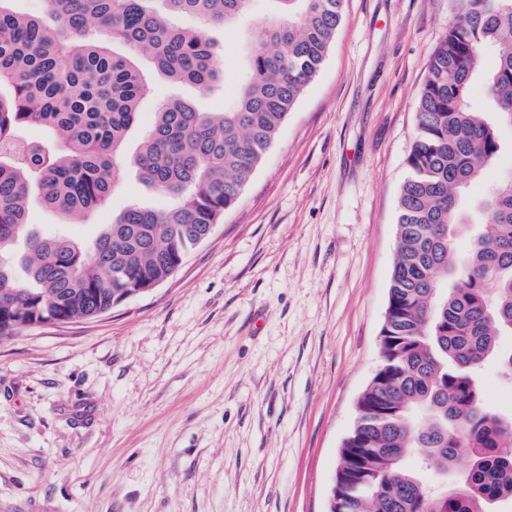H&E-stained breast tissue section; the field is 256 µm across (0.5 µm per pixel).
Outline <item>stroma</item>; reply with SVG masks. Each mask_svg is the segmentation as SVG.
Here are the masks:
<instances>
[{
    "mask_svg": "<svg viewBox=\"0 0 512 512\" xmlns=\"http://www.w3.org/2000/svg\"><path fill=\"white\" fill-rule=\"evenodd\" d=\"M452 0H345L304 89L237 207L149 293L97 319L0 340V512H329L342 442L380 365L427 62ZM134 153L168 99L220 112L153 74ZM169 200L124 166L81 224L32 201L28 221L88 240ZM486 402L512 414L495 360Z\"/></svg>",
    "mask_w": 512,
    "mask_h": 512,
    "instance_id": "35a3bbf8",
    "label": "stroma"
}]
</instances>
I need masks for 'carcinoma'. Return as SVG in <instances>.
I'll return each instance as SVG.
<instances>
[{"mask_svg": "<svg viewBox=\"0 0 512 512\" xmlns=\"http://www.w3.org/2000/svg\"><path fill=\"white\" fill-rule=\"evenodd\" d=\"M0 0V339L35 328L30 303L87 320L174 267L240 200L289 112L318 74L343 0H270L268 20L243 30L248 77L222 112L161 104L133 163L141 180L184 198L130 205L85 244L26 233L31 195L75 221L112 194L129 131L152 83L140 55L169 79L207 93L226 80L208 36L253 0H47L53 24ZM427 65L396 219V259L379 336L381 369L360 395L332 497L341 512H492L512 506V416L487 406L479 373L490 358L512 375V173L476 201L488 213L466 256L460 196L480 184L512 126V0H456ZM191 17L198 27L175 23ZM120 46L123 51L115 50ZM495 54L484 73L479 61ZM492 117L477 111L475 81ZM43 127L53 141L27 135ZM415 455L465 494L434 495Z\"/></svg>", "mask_w": 512, "mask_h": 512, "instance_id": "carcinoma-1", "label": "carcinoma"}]
</instances>
